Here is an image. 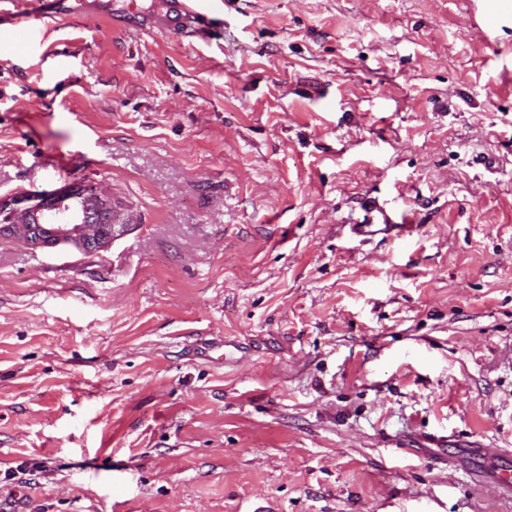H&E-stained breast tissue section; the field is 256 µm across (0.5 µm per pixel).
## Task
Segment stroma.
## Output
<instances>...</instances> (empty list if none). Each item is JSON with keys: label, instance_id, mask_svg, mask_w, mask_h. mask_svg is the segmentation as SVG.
Masks as SVG:
<instances>
[{"label": "stroma", "instance_id": "35a3bbf8", "mask_svg": "<svg viewBox=\"0 0 512 512\" xmlns=\"http://www.w3.org/2000/svg\"><path fill=\"white\" fill-rule=\"evenodd\" d=\"M199 8L0 54V198L123 218L0 239V474L47 466L0 500L512 512V0ZM375 204L413 233L353 238ZM31 201L36 203L28 204ZM44 213L61 215L62 220L46 224ZM112 215L110 199L99 196L92 186L75 183L36 200L25 195L0 198V237L18 239L34 250L71 243L99 251L112 241Z\"/></svg>", "mask_w": 512, "mask_h": 512}]
</instances>
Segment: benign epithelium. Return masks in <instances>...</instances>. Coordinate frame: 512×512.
Masks as SVG:
<instances>
[{"label": "benign epithelium", "instance_id": "7a95c632", "mask_svg": "<svg viewBox=\"0 0 512 512\" xmlns=\"http://www.w3.org/2000/svg\"><path fill=\"white\" fill-rule=\"evenodd\" d=\"M45 213L58 214L62 220L46 224ZM114 232L111 200L86 184H70L34 204L25 195L0 198V237L18 239L34 250L71 243L99 251L112 241Z\"/></svg>", "mask_w": 512, "mask_h": 512}]
</instances>
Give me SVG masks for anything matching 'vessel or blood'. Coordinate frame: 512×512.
I'll use <instances>...</instances> for the list:
<instances>
[{
    "label": "vessel or blood",
    "instance_id": "vessel-or-blood-1",
    "mask_svg": "<svg viewBox=\"0 0 512 512\" xmlns=\"http://www.w3.org/2000/svg\"><path fill=\"white\" fill-rule=\"evenodd\" d=\"M117 7L109 18L122 28L136 27L147 32L159 31L165 35L182 36L191 25L204 22L203 15L195 7L196 0H161L153 13H145L134 0H115ZM89 0H33L31 6L22 7L20 0H0V47L8 49L17 44L36 40L40 31L35 20L41 18L63 19L89 11ZM355 236L371 239L378 234L397 232L405 234L411 227L395 224L388 213H381L378 221H365L351 225Z\"/></svg>",
    "mask_w": 512,
    "mask_h": 512
}]
</instances>
